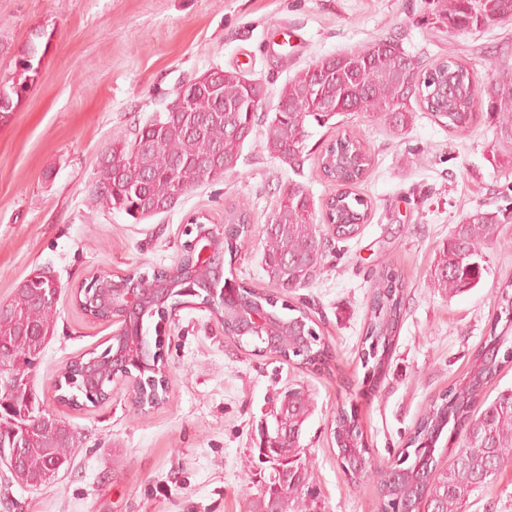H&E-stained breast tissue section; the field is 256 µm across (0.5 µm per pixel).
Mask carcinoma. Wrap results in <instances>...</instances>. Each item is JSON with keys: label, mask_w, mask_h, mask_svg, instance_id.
Returning <instances> with one entry per match:
<instances>
[{"label": "carcinoma", "mask_w": 512, "mask_h": 512, "mask_svg": "<svg viewBox=\"0 0 512 512\" xmlns=\"http://www.w3.org/2000/svg\"><path fill=\"white\" fill-rule=\"evenodd\" d=\"M436 21L459 32L480 29L512 19V0H436ZM37 33L25 46L28 59L19 61V78L6 84L8 113L20 103L30 82L35 80L42 53ZM398 40L375 38L359 49L318 60L320 73L309 67L288 80L279 96L275 115L268 119L243 106L250 90L247 79L236 70L224 71L219 91L196 97L197 107L207 116L193 128V112L171 115L157 112L135 132L134 140L107 146L88 199L102 210L123 212L135 222L149 220L172 210L171 204L196 187L224 177V161L238 160L246 140L261 128V140L268 154L282 162L301 165L308 118L327 116L321 103L336 105L338 112H362L387 125L401 137L413 120L408 103L416 99L448 129L463 134L477 121V106L487 103L494 121L498 150L512 161V92L494 80L482 86L466 64L455 58L428 64L413 59ZM157 143L149 153L135 151L136 140ZM323 176L346 187L326 203L328 225L336 236L355 234L366 217L367 202L348 189L368 170L371 159L362 142L353 135L336 136L318 158ZM500 217L497 211L478 209L455 225L436 255L432 286L453 297L480 282L484 246L498 241ZM264 271L269 282L285 292L303 288L315 279L330 252L332 237L315 222V201L302 183L283 191L265 231ZM250 236L249 216L244 209L224 215V251L235 258ZM406 285L391 270L378 272L369 304V317L360 355L364 377L373 381L388 362L403 311ZM59 290L35 274L18 286L8 300V311L0 315V349L24 358L23 382L10 393L0 392V439L7 440L24 421L33 424L28 432L24 463L12 471L6 484L37 488L50 480L49 474L67 466L75 456L77 437L70 423L44 409L32 379L37 361L55 333ZM224 298L230 302H259L282 326L300 317L313 327L301 309L279 302V297L233 278L224 279ZM496 321H505L501 332L491 330L471 358V369L463 384L445 391L431 401L418 421L407 446L395 464L397 472L378 474V512H403L417 498L427 500L430 512H464L470 495L494 481L512 464V388L505 389L481 411H474L484 384L504 364L512 362L508 330L512 326V294L505 288ZM284 355L297 358L312 370L332 371L333 355L319 332L303 346L284 344ZM311 410L309 395L302 388L286 391L273 418L297 434ZM463 435V445L447 466L435 457L436 444L444 429ZM351 436L357 450L365 452L363 433L353 412L336 410L334 438L339 454L346 451L344 436ZM271 472L263 480L257 512H307L316 499L317 488L310 481L307 464L297 440L279 441L268 454Z\"/></svg>", "instance_id": "carcinoma-1"}]
</instances>
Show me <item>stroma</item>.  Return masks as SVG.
I'll return each instance as SVG.
<instances>
[{"instance_id": "stroma-1", "label": "stroma", "mask_w": 512, "mask_h": 512, "mask_svg": "<svg viewBox=\"0 0 512 512\" xmlns=\"http://www.w3.org/2000/svg\"><path fill=\"white\" fill-rule=\"evenodd\" d=\"M39 31L52 36L39 74L0 120V302L35 269L57 275L56 332L34 379L43 405L76 428L80 443L71 465L41 487H0V512H253L260 477L270 472L258 461V430L291 385L311 396L301 445L319 492L314 512H376V472L397 459L430 402L466 377L496 319L499 291L512 283V163L494 158L490 118L458 135L418 106L397 138L364 114H336L307 123V157L297 170L270 157L254 134L236 174L138 224L90 205L89 187L107 144L133 140L136 126L210 67L262 81L268 116L290 77L380 35L412 55L458 58L483 84L493 77L491 60L512 66V21L452 34L434 21L429 0H0V80L15 76L22 47ZM341 130L372 155L354 187L368 218L337 242L316 280L287 297L310 306L337 372L254 354L193 299L173 312L162 337L169 367L162 406L134 412L126 379L112 382L104 403L74 410L58 402L61 370L102 352L113 331L76 307V285L95 273L171 266L192 218L219 225L240 205L253 232L231 270L237 281L268 288L263 227L289 183L304 184L318 201L336 193L317 158ZM479 208L505 210L503 239L484 248L488 271L476 288L445 295L430 282L435 254ZM384 267L406 284L404 314L384 373L368 390L359 354L373 280ZM350 403L373 469L355 483L333 439L336 409ZM465 512H512V465L475 491Z\"/></svg>"}]
</instances>
